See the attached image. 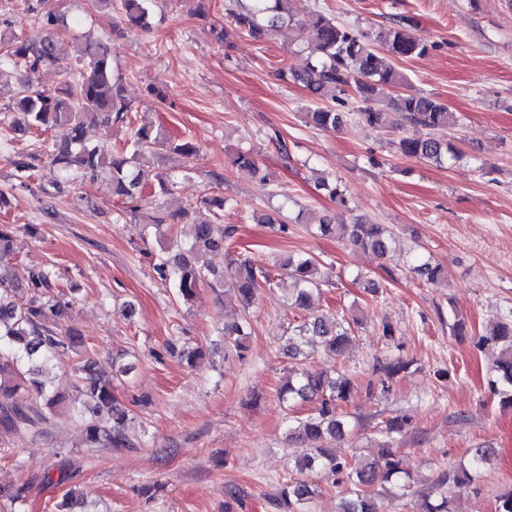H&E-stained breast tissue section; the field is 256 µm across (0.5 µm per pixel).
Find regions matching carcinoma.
I'll return each instance as SVG.
<instances>
[{"mask_svg": "<svg viewBox=\"0 0 512 512\" xmlns=\"http://www.w3.org/2000/svg\"><path fill=\"white\" fill-rule=\"evenodd\" d=\"M148 0H121L122 20L132 28L146 30L151 25ZM301 0H230L228 13L237 28L255 41H262L286 27L296 26L306 34L307 63L299 70L290 71L293 81L305 87L323 105L305 114L306 123L325 131H338L348 122L343 110L346 98L358 99L362 106L358 120L370 128H386L394 124V116L408 124L430 130L426 137L405 136L397 151L436 166H444L460 158L459 151L445 138V131L458 125L457 113L448 104L408 88L407 75L396 61L420 57L428 46L412 37L400 22L377 34L363 33L316 11L299 19ZM44 31L36 37H24L10 28H0V44L8 47L11 61L35 74L41 68L60 66L55 42V31L68 29L71 21L51 10L42 13ZM78 78L54 91L32 90L25 87L14 98L15 130L26 132L31 128H60L63 139L52 144L50 158L66 174L89 175L102 173L112 182V193L126 204L131 215L142 210L146 190L152 188L161 195L175 188L174 177L154 175L149 182L145 169L146 154L160 149L184 162L197 153V147L188 140H175L161 127L151 122L142 124L134 133L132 150L109 153L86 137L87 120L104 126L124 123L130 112L122 86L112 75V55L102 43H85L80 58ZM236 172L251 180L264 182L268 175L252 150L238 151L230 159ZM317 189L345 208L347 199L338 182L325 178L317 181ZM222 195H204L196 208L205 209L214 217L224 211ZM185 211L164 212L154 208L147 216L146 226L164 240V252L158 257L154 271L169 281L182 299L191 300L202 287L222 290L242 303L240 320L224 325V357H243L246 340L250 336L249 308L259 289L272 286L273 281L262 267L249 258H236L222 269L212 266L205 256L224 248L238 234L235 224L215 221H197L193 240L186 243L170 235L171 225L181 223ZM317 230L323 236H334L353 248L370 250L380 257L392 250L395 238L383 224L355 220L346 223L327 216L315 219ZM21 229L9 224L0 225V258L15 251ZM285 277L279 287L285 292L290 308L308 309L314 297L321 295L327 273L312 256H290L281 263ZM413 272L429 283L445 279V270L439 263L426 260ZM57 274L47 266L26 269L23 279H0V396L19 391L35 395V401L25 406L0 405V429L6 433L29 430L64 409L69 420L84 427L85 442L89 448H107L124 452L136 448L129 432V418L117 407L114 379L132 372L134 366L122 358L112 359V377L101 378L91 370V361L71 359L84 345L81 334L74 328H65L59 322L65 302L56 293ZM30 291L26 306L14 302L17 289ZM352 328L345 318L316 316L296 327L283 344V352L294 361H301L319 350L339 356L353 343ZM476 345L497 351L493 376L489 379L491 391L499 397L502 407L512 408V311L500 316L484 334L476 337ZM168 352L193 363L202 354L199 347L171 343ZM65 368L72 378L66 389L51 386L39 378L43 367ZM412 362L400 357L376 360L373 374L377 382H368L367 391L378 385L386 390L393 378L408 372ZM356 385L347 373L322 372L317 375L293 367L280 390L282 401H311L312 412L298 418L288 430V438L304 444L306 455L297 465L298 471L319 470L325 476H338L333 484L344 485L340 506L336 512H382L378 494L371 488L378 485L384 495L400 498L411 490L416 479L401 467L394 437L405 432L412 419L406 414L389 418L380 430L382 441L376 458L351 463L342 461L331 452L328 443L352 432L353 425L342 411ZM491 448H477L467 462L448 469L430 486L424 495L423 512H457L450 487L453 484L480 481L483 471L494 459ZM70 480L64 466L57 475L45 473L26 478L22 482L0 486V503L12 506L25 501L35 483H66ZM319 493V487L296 479L282 483L270 497L277 512H306V505ZM84 497L74 490L62 495L53 505L54 512H84Z\"/></svg>", "mask_w": 512, "mask_h": 512, "instance_id": "carcinoma-1", "label": "carcinoma"}]
</instances>
